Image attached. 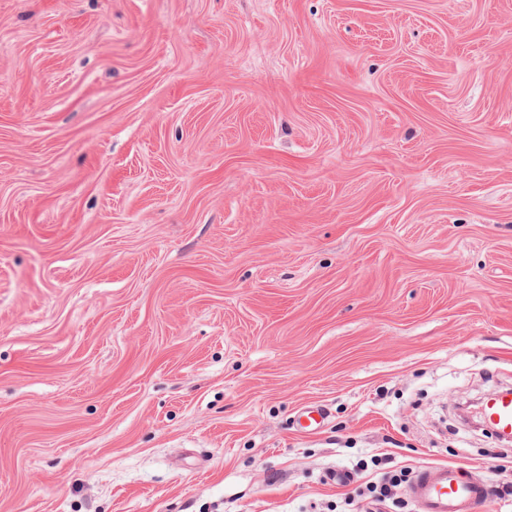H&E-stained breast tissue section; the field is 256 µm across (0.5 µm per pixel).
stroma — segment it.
Instances as JSON below:
<instances>
[{
    "label": "stroma",
    "mask_w": 512,
    "mask_h": 512,
    "mask_svg": "<svg viewBox=\"0 0 512 512\" xmlns=\"http://www.w3.org/2000/svg\"><path fill=\"white\" fill-rule=\"evenodd\" d=\"M507 387L512 0H0V512L512 485ZM485 423L500 437H512V391H498L487 397L482 405ZM297 424L301 430L314 433L322 428L325 422V415L319 407L302 406L296 415Z\"/></svg>",
    "instance_id": "stroma-1"
}]
</instances>
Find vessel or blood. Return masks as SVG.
<instances>
[{
	"label": "vessel or blood",
	"instance_id": "b4317fda",
	"mask_svg": "<svg viewBox=\"0 0 512 512\" xmlns=\"http://www.w3.org/2000/svg\"><path fill=\"white\" fill-rule=\"evenodd\" d=\"M485 423L500 436L512 437V391H498L482 405ZM325 422L319 407L297 412L301 430L316 432ZM490 475L478 476L461 465L430 464L417 470L405 488L415 512H486L490 504Z\"/></svg>",
	"mask_w": 512,
	"mask_h": 512
}]
</instances>
